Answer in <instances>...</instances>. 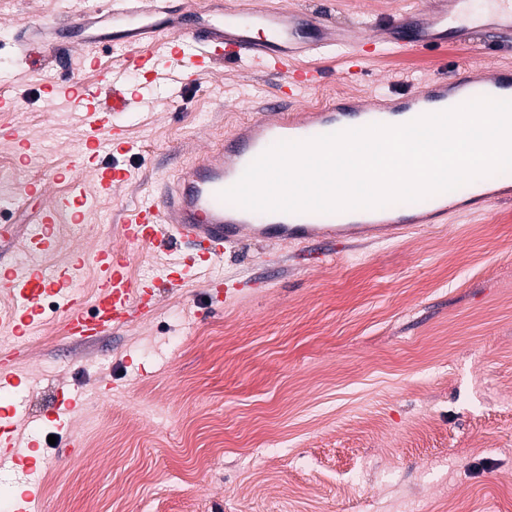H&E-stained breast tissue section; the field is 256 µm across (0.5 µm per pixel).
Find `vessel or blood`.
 <instances>
[{
	"instance_id": "obj_1",
	"label": "vessel or blood",
	"mask_w": 512,
	"mask_h": 512,
	"mask_svg": "<svg viewBox=\"0 0 512 512\" xmlns=\"http://www.w3.org/2000/svg\"><path fill=\"white\" fill-rule=\"evenodd\" d=\"M139 0H110L106 8L79 13L26 26L19 47L27 64L46 67L57 59L60 49L84 51L107 42L120 59L119 69L104 70L96 84L76 80L64 87L67 99L82 103L81 133L65 171H54L57 181H68L67 193L49 191L38 180L12 191L10 205L32 199L42 202L38 227L25 241L27 252L49 253L58 224L84 223L92 202L78 178L80 171L96 166L98 191L112 195L127 185L130 169L98 163L101 151L127 155L135 145L122 121L148 108L167 75L176 82L201 83L224 60H250L264 70L285 77L288 96L298 99L308 88L318 85L323 72L298 68L296 53L325 54L336 46L348 48L347 72L357 75L364 44H384L398 48L435 47L448 38L468 39L479 34L495 42L512 40V0H486L480 15L465 20V0H450L445 13L430 11L428 17L405 15L366 37L359 30L345 27L328 37L322 25L306 19L300 8H278L262 0H230L219 12L197 10L158 20L156 6L166 0H152L153 10L139 8ZM137 83H130V76ZM507 100L512 98V71L491 68L482 86L470 78L430 81L423 86L389 97L348 98L317 108L292 110L271 108L259 113L223 142L200 152L197 161L181 169L173 184L159 198L140 204L124 228L125 248H105L94 256L100 278L91 307H83L70 295V287L80 274V263L46 270L38 265L26 269L0 270V294L10 304L0 308V325L22 337L40 323L42 303L50 296L63 297L56 310L70 339L85 342L124 327L142 314L156 309L161 293L178 288L188 275L198 274L211 261L220 259L243 238L271 245L290 246L303 252L310 243H342L366 234L386 232L397 237L418 224H432L448 215L462 214V207L437 198L431 212L411 209H358L340 214L253 212L224 202L221 193L243 174L246 167L265 150L282 140L304 141L314 137L364 127L371 124L397 126L425 114L440 112L472 101L475 95ZM192 246L177 269L164 277L139 283L129 275L128 247L149 244L167 249L174 242ZM79 395L68 383L56 391L55 415L79 407ZM22 410L0 413V470L16 468L19 457L13 438L15 422L23 421Z\"/></svg>"
}]
</instances>
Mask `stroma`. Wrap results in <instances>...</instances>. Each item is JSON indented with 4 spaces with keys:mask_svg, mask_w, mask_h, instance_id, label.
<instances>
[{
    "mask_svg": "<svg viewBox=\"0 0 512 512\" xmlns=\"http://www.w3.org/2000/svg\"><path fill=\"white\" fill-rule=\"evenodd\" d=\"M93 0H0V96L15 99L0 126L28 143L16 163L0 144L12 186L67 167L78 112L51 87L97 67H28L15 39L24 24L86 10ZM373 35L428 0H275ZM344 51L318 59L321 83L302 92L316 107L345 95H386L432 80L512 68V44L482 36L443 48L380 47L357 80ZM280 75L227 60L199 86L165 85L126 118L140 151L133 178L109 196L97 173L80 179L95 203L84 223L61 227L44 264L63 268L75 245L119 246L122 225L199 152L282 98ZM41 204L0 214V265H16ZM224 302L193 278L147 320L79 343L53 313L16 349L18 382L0 407L29 405L15 430L32 458L40 512H512V198L407 235L337 248L306 266L285 246L243 242L210 265ZM84 403L51 421L55 383Z\"/></svg>",
    "mask_w": 512,
    "mask_h": 512,
    "instance_id": "35a3bbf8",
    "label": "stroma"
}]
</instances>
